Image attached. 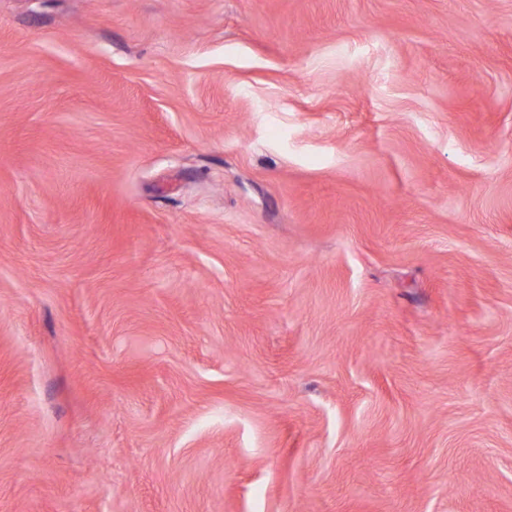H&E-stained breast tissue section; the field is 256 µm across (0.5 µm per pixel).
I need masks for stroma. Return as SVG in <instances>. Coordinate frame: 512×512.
Listing matches in <instances>:
<instances>
[{
  "mask_svg": "<svg viewBox=\"0 0 512 512\" xmlns=\"http://www.w3.org/2000/svg\"><path fill=\"white\" fill-rule=\"evenodd\" d=\"M0 512H512V0H0Z\"/></svg>",
  "mask_w": 512,
  "mask_h": 512,
  "instance_id": "stroma-1",
  "label": "stroma"
}]
</instances>
